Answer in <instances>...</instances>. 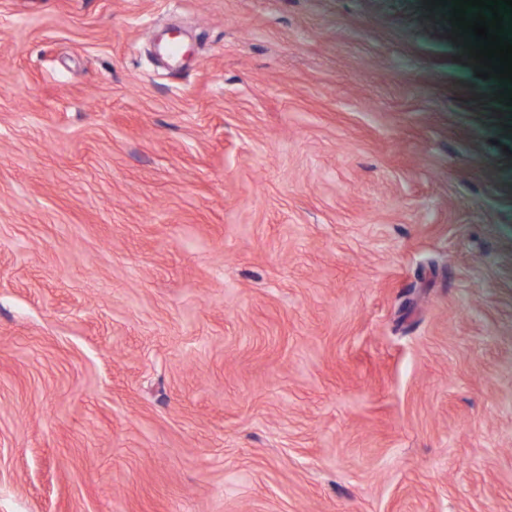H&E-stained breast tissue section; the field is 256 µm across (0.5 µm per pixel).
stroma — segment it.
I'll return each mask as SVG.
<instances>
[{
	"label": "stroma",
	"mask_w": 512,
	"mask_h": 512,
	"mask_svg": "<svg viewBox=\"0 0 512 512\" xmlns=\"http://www.w3.org/2000/svg\"><path fill=\"white\" fill-rule=\"evenodd\" d=\"M431 0H0V512H512V106Z\"/></svg>",
	"instance_id": "1"
}]
</instances>
